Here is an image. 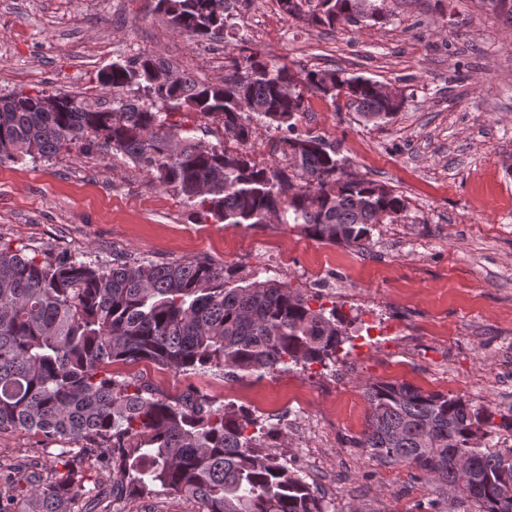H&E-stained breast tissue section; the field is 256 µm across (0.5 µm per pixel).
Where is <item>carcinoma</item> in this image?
Instances as JSON below:
<instances>
[{
  "label": "carcinoma",
  "mask_w": 512,
  "mask_h": 512,
  "mask_svg": "<svg viewBox=\"0 0 512 512\" xmlns=\"http://www.w3.org/2000/svg\"><path fill=\"white\" fill-rule=\"evenodd\" d=\"M315 3L309 21L333 28L339 18H376L378 0H277L297 16ZM233 0H157L194 41L223 39ZM172 64L143 53L99 74L112 106L90 105L58 92L55 112H32L44 94L0 97V163L50 161L82 145L120 154L160 186L199 201L218 223L254 226L277 216L310 237L364 245L373 226L400 215L405 199L378 183L353 178L322 137L296 133L304 92L324 94L325 82L361 115L388 120L398 112L377 93L378 82L342 68L302 70L264 60L246 47L224 53L217 82L178 71L171 84L147 75ZM132 95L122 94L123 90ZM193 105L214 118L224 138L206 142L168 121ZM260 126L283 131L276 146L284 168L255 161L245 146ZM304 176L296 186L288 173ZM28 248L0 247V432L80 443L61 449L62 467L30 471L0 490V512H112L99 482L86 475L87 456L112 463V491L144 496L159 486L199 500L203 512H328L316 490L267 452L277 433L242 409L214 399L175 404L137 376L121 379L114 363L151 362L164 369L224 368L263 375L290 366L336 363L348 340L336 307L314 309L274 279L237 282L207 257L154 261L120 257L110 263L43 258ZM370 413L357 441L386 463H406L440 490L457 491L477 512H512V448L474 446L473 428L492 415L469 401L407 383L366 389Z\"/></svg>",
  "instance_id": "obj_1"
}]
</instances>
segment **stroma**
Segmentation results:
<instances>
[{"label": "stroma", "mask_w": 512, "mask_h": 512, "mask_svg": "<svg viewBox=\"0 0 512 512\" xmlns=\"http://www.w3.org/2000/svg\"><path fill=\"white\" fill-rule=\"evenodd\" d=\"M248 47L292 71L341 67L401 92L388 122L308 93L297 129L325 138L347 170L406 201L366 248L317 241L293 224L199 220L122 155L72 150L48 162L0 163V244L108 262L197 256L254 271L336 303L349 340L335 367L263 376L207 367L117 365L170 401L186 395L253 407L276 424V453L330 512H475L415 467L372 458L364 389L406 382L492 413L480 446L512 448V14L488 0H387L380 22L329 29L276 0H236ZM220 41L177 33L156 0H0V96L66 92L111 100L98 82L116 60L147 52L206 81L224 76ZM59 446L0 432V462L55 467ZM117 512H203L171 490L117 502Z\"/></svg>", "instance_id": "35a3bbf8"}]
</instances>
